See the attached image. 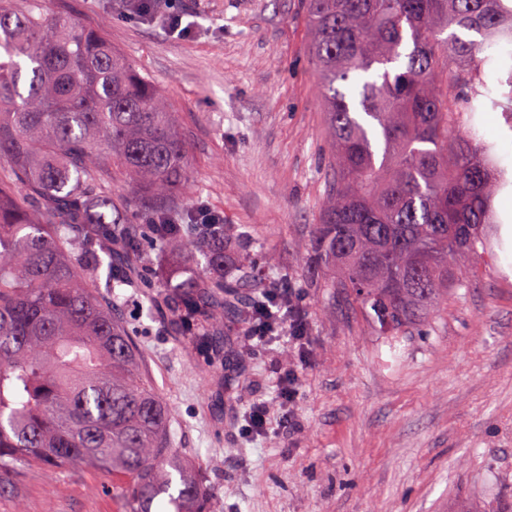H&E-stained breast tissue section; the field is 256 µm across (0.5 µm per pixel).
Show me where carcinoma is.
<instances>
[{
    "instance_id": "1",
    "label": "carcinoma",
    "mask_w": 512,
    "mask_h": 512,
    "mask_svg": "<svg viewBox=\"0 0 512 512\" xmlns=\"http://www.w3.org/2000/svg\"><path fill=\"white\" fill-rule=\"evenodd\" d=\"M306 11L330 149L309 262L394 340L440 315L457 260L503 223L495 200L512 178L476 116L512 117V0H306ZM106 160L156 203L154 223L114 217ZM0 161V489L20 463L79 462L119 478L128 512L162 494L172 512H210L198 478L170 459V409L98 289L135 285L157 248L181 256L156 306L214 364L224 314L286 298H241L257 267L239 228L171 213L189 179L172 113L69 16L0 11Z\"/></svg>"
}]
</instances>
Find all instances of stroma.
Returning <instances> with one entry per match:
<instances>
[{
  "label": "stroma",
  "instance_id": "obj_1",
  "mask_svg": "<svg viewBox=\"0 0 512 512\" xmlns=\"http://www.w3.org/2000/svg\"><path fill=\"white\" fill-rule=\"evenodd\" d=\"M102 31L166 99L191 178L174 200L246 230L299 289L309 356L286 339L250 347L225 319L210 363L176 335L154 300L180 272L158 251L143 287L116 289L143 371L172 418V454L189 464L214 512H512V193L500 241L463 261L440 317L396 347L326 272L306 261L325 192L324 111L308 55L305 0H176L143 13L130 0H40ZM189 32L173 29L169 9ZM121 219L149 212L120 168L105 175ZM299 374L295 413L280 378ZM267 406L268 434H244L247 403ZM112 477L81 463L21 466L0 512H123Z\"/></svg>",
  "mask_w": 512,
  "mask_h": 512
}]
</instances>
